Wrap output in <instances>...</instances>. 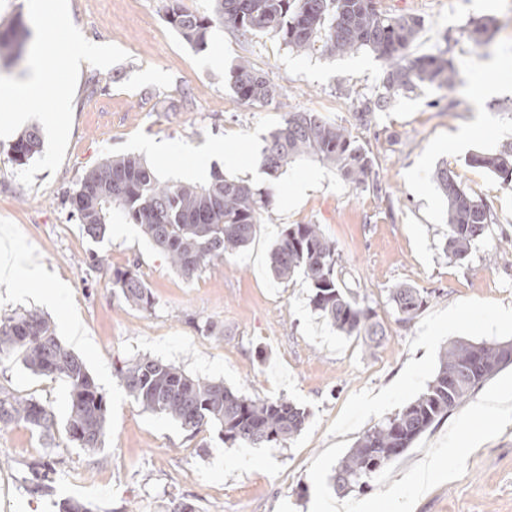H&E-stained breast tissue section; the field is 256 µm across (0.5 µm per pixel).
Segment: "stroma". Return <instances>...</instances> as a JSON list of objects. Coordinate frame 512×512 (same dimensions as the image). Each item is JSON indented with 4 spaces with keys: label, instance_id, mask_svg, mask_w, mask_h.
Listing matches in <instances>:
<instances>
[{
    "label": "stroma",
    "instance_id": "1",
    "mask_svg": "<svg viewBox=\"0 0 512 512\" xmlns=\"http://www.w3.org/2000/svg\"><path fill=\"white\" fill-rule=\"evenodd\" d=\"M58 3L63 28L39 14L35 0H0V26L19 14L32 32L24 62L0 67V83H25L43 42L75 35L91 48L76 67L42 76L46 88L71 89L65 135L51 125V100L32 105L20 97L9 105L41 127L44 147L20 170L8 160L11 138L0 137V234L34 253L65 290L41 306L24 290L0 288V313L41 309L105 395L108 430L99 452L78 448L65 431L67 384L32 374L18 357L1 361L0 386L48 406L56 426L50 439L22 424L0 429V512H60L66 500L90 512H166L180 498L195 512H324L339 500H367L377 512L398 500L405 512H512V422L485 410L491 433L463 461L448 458L458 422L483 397L512 387V366L476 387L369 489L338 494L328 484L365 431L425 389L446 342L512 340V250L503 245L512 238V189L469 162L474 153L512 146V0H380L387 14L420 19L408 55L445 53L463 84L451 94L425 86L397 97L365 125L353 112L376 94L384 69L368 50L299 54L277 36L243 38L217 26L198 52L165 22L162 0ZM486 18L495 36L474 46L467 31ZM243 59L268 72L282 96L263 105L239 101L222 75ZM298 111L348 128L375 160V183L353 187L311 158L290 164L276 184L252 178L266 137ZM131 153L183 182L205 183L218 170L271 188L274 201L253 242L190 280L120 216L93 244L70 218L68 197L87 170ZM442 166L494 217L462 260L444 250L446 202L433 180ZM307 223L335 241L339 282L375 310L384 335L372 349L312 311L301 277L274 279L267 254L281 229ZM93 249L107 256V268L86 264ZM117 268L145 282L151 310L113 288ZM398 285L426 298L406 323L389 300ZM73 320L82 338L70 336ZM144 354L246 397L288 398L309 410L308 426L283 448L230 446L212 429L191 433L134 403L114 377L113 363ZM48 453L59 461L55 490L30 494L27 466ZM424 459L437 472L423 486L413 470Z\"/></svg>",
    "mask_w": 512,
    "mask_h": 512
}]
</instances>
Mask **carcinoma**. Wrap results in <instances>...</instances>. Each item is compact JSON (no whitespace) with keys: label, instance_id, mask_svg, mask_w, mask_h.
Here are the masks:
<instances>
[{"label":"carcinoma","instance_id":"cac0c4a2","mask_svg":"<svg viewBox=\"0 0 512 512\" xmlns=\"http://www.w3.org/2000/svg\"><path fill=\"white\" fill-rule=\"evenodd\" d=\"M165 21L197 51L208 46L209 33L220 24L243 38L269 33L293 52L305 54L321 46L329 54L368 49L384 60L382 92L359 102L358 122L366 124L398 95L423 86L456 91L460 79L452 60L441 54L406 55L421 22L413 16H393L378 0H212L209 13L164 0ZM490 21L478 22L469 39L478 47L492 36ZM32 35L22 19L0 28V64L19 61ZM238 100L269 104L282 87L269 73L241 60L226 75ZM43 149L39 125L26 128L10 146V160L19 168ZM310 156L336 168L341 178L358 188L373 171V158L348 129L327 121L318 112H290L263 148L262 167L274 183L291 161ZM470 163L512 187V147L491 154H474ZM434 180L447 200L448 237L445 250L460 260L493 223L485 204L462 189L451 171L439 167ZM71 213L93 240L108 234L113 213L139 225L144 237L163 251L187 280L202 266L224 260V254L250 244L262 213L271 204L269 189L243 180L227 179L215 171L203 185L162 180L140 157L107 158L90 169L69 197ZM336 242L318 224L285 226L269 252V265L279 280L300 275L310 289L309 305L338 332L364 341L379 335L376 313L360 306L336 280ZM112 285L125 301L149 310L147 285L133 272L116 270ZM399 321L408 322L424 305L415 288L390 289ZM17 356L32 373L63 379L70 390L66 433L70 441L91 452L102 448L107 429V404L84 361L56 336L52 322L36 310L0 314V361ZM512 365L504 342H449L440 352L433 378L425 390L394 415L367 430L334 468V487L348 492L369 487V481L408 448L436 421L466 401L471 391ZM127 395L143 409L162 414L193 433L210 427L224 443L249 448H282L300 435L309 412L286 398L261 399L239 395L221 381L186 374L173 364L141 355L114 367ZM23 423L48 435L52 412L34 399L20 398L0 388V427ZM56 461L47 455L29 465L27 490L33 495L53 492Z\"/></svg>","mask_w":512,"mask_h":512}]
</instances>
